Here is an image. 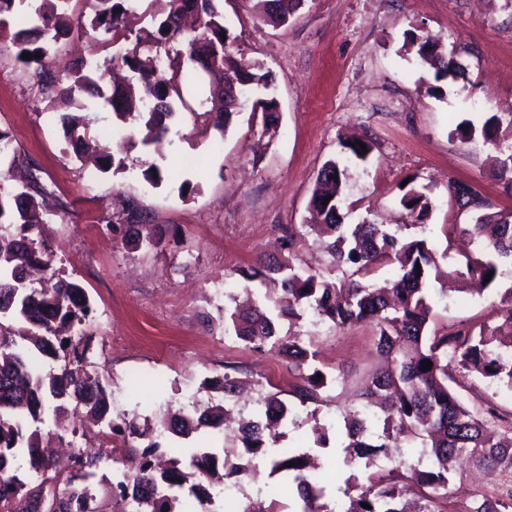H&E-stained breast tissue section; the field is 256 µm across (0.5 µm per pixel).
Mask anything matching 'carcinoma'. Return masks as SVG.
<instances>
[{
  "mask_svg": "<svg viewBox=\"0 0 512 512\" xmlns=\"http://www.w3.org/2000/svg\"><path fill=\"white\" fill-rule=\"evenodd\" d=\"M72 0H0L1 18L15 4L26 6V15L18 19L23 25L16 36L28 43L24 26L33 23L43 43L25 48L30 61L39 65L47 58L52 45L73 31H92L101 36L99 43L108 47L111 36L119 33L118 22L125 11L126 0H92L94 13L87 17L80 12L76 19L69 16ZM166 17L160 24L165 40L178 41L182 48L175 57L193 60L197 43L206 41L211 47V66L217 81L236 83L238 96L244 97L254 84L266 82V75L256 73L257 64L235 58L228 51L224 15L215 0H162ZM262 9L285 22L300 0H259ZM41 57H36V54ZM420 59L435 69L436 77H447L455 62L438 51V42L427 36L419 44ZM123 62L139 74L146 107L135 111L131 102L135 94L122 91L123 104L116 106L99 85L98 65L79 60L65 75L66 87L58 91L61 101L80 110L87 104L80 99L86 94L99 98L112 108L115 117L124 124H133L142 134L145 144L162 139L168 132V121L175 111L169 101L170 92L178 91L184 80H196L197 72L183 71L181 64L170 70L157 67V56L151 51L140 52L135 47L122 56ZM262 109L264 129L278 122L272 100H258ZM499 119L487 118L481 127L467 125L461 130L464 142L480 135L484 144L499 146ZM347 167L335 159L324 163L313 189L309 207L321 218L333 239L326 244L333 265H346L359 279L332 280L296 267L292 251L296 234L290 227L282 229L281 258L262 259L243 277L248 281H270L280 285V292L268 289L261 301L247 311L224 310V319L234 335L256 350L268 347L285 356L301 370V383L296 396L302 402H314L327 377L315 367L314 353L293 336H280L276 320L282 317L301 319L310 312L336 329L365 323L373 327L377 345L391 357L386 370L372 376L359 395L362 409H352L344 416L348 443L344 445L349 461L384 453L389 443H397L403 434H414L426 441L429 464L412 472L413 485H401L391 478L368 477L361 484L352 475L341 489L349 505L343 512H427L434 501L448 498L449 485L457 476L455 463L467 460L493 476L502 469L512 468V429L497 432L489 428L478 415L469 411L448 388L457 371L475 372L482 377L512 389V357L502 347L497 333L512 332V285L500 290L505 278L512 280V214L479 216L475 224L465 229L467 245L474 249L464 254L465 262L452 275L483 283V289L499 296L498 326L482 325L475 330L442 331L432 325V273L438 270L437 257L425 238L404 240L398 236L402 225L345 223L342 204L347 187ZM462 207L478 204L476 192L467 184L450 185ZM329 203H323L324 198ZM47 193L34 195L7 185L0 178V512H106L92 506L94 498L88 487H74V480L87 476V470L97 466L99 459L78 451L74 457L76 474L65 479L55 473L51 458L41 447V425L66 406L83 409L88 417L106 424L110 433L127 441L149 434L151 426L133 416L120 424L107 418L108 402L98 375L88 370L90 339L74 340L60 334V329L73 330L86 322L92 312L89 297L76 281L53 274L47 284L33 288L26 280L27 268L43 263L42 248L32 237L33 225L39 222V209L44 207ZM400 204L417 222H422L431 210L430 199L415 189L406 191ZM397 268L396 278L380 284L376 275L382 266ZM489 282H484L485 278ZM50 359L57 366L45 372L42 360ZM432 362V368L422 369V361ZM374 406L384 413L386 442H367V419L362 410ZM288 406L277 395L264 399L267 422L281 420ZM224 424L223 407L205 409L192 406L169 412L160 422L162 430L182 439L202 428L219 429ZM259 421L243 430L242 441L246 462H236L231 455L195 449L185 462L178 457L167 460L166 467L155 468L154 457L159 451L155 443L142 450L143 465L135 475H125L117 483L120 502L134 506L136 512H181L176 491L190 485L202 512H209L211 492L201 482L200 474L210 482L221 481L222 468L229 476L242 481L251 461L267 454L269 441ZM306 452L272 458L273 470L288 475L296 484L303 502L301 512H335L318 504L321 491L305 473ZM293 466L287 467L285 463ZM371 508L366 509L362 504ZM468 512H512V503L484 498Z\"/></svg>",
  "mask_w": 512,
  "mask_h": 512,
  "instance_id": "1",
  "label": "carcinoma"
}]
</instances>
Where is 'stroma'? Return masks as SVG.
I'll use <instances>...</instances> for the list:
<instances>
[{
	"instance_id": "35a3bbf8",
	"label": "stroma",
	"mask_w": 512,
	"mask_h": 512,
	"mask_svg": "<svg viewBox=\"0 0 512 512\" xmlns=\"http://www.w3.org/2000/svg\"><path fill=\"white\" fill-rule=\"evenodd\" d=\"M228 30V50L259 63L268 73L267 96L277 103L279 122L264 130L261 113L243 107L228 129L201 116L208 87L197 82L181 93L185 104L170 123L162 151L129 144L135 129L118 124L103 100L82 111L88 136L106 145L121 170L102 173L76 159L60 117L68 108L52 101L34 65L20 57L17 25L0 30V132L11 149L0 156V174L15 168L49 192L50 212L39 226L53 268L78 281L93 305L83 325L92 339L91 367L110 395L113 418L138 415L157 422L167 408L196 395L203 404H224L233 421L223 432L200 429L181 439L152 433L172 456L197 448L241 452L236 421L258 415L257 400L277 394L289 412L276 429L282 448L314 447L331 461L314 483L336 503L349 475L366 479L363 465H346L343 416L371 374L385 365L371 326L341 330L310 317L279 323L281 335L310 340L316 363L329 374L314 403L294 395L299 372L272 351H256L224 330L225 309L246 300L241 273L275 254L284 225L299 228L295 258L325 270L320 237L306 224L317 174L327 160L344 156L353 140L369 143L366 160L349 161L346 221L407 224L399 200L406 188L424 192L432 209L420 234L445 269L459 260L443 225L468 226L479 215L459 209L450 180L471 184L487 212L512 213V188L493 169L495 151L481 141L462 142L458 124L501 119V140L512 143V0H301L288 24L259 13L256 0H217ZM126 44L100 51L90 37L59 44L46 70L62 78L77 58L101 62L129 46L156 49L158 24L142 0L127 5ZM429 36L464 70L436 78L421 63L411 41ZM199 157L183 166L181 157ZM156 165L162 180L144 171ZM140 208L143 234L164 231L159 248L128 242L122 225L129 203ZM438 322L449 329L495 323L498 298L477 295L455 283L435 295ZM242 381L234 396L213 386L223 376ZM468 406H497L512 415V390L470 375L457 390ZM75 447L100 455L88 484L110 503L114 463L106 433L87 426Z\"/></svg>"
}]
</instances>
